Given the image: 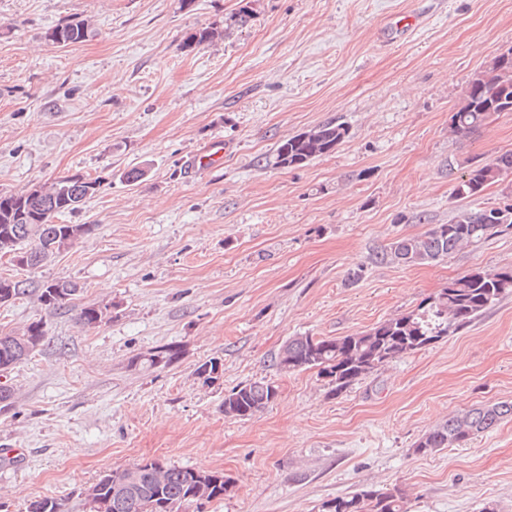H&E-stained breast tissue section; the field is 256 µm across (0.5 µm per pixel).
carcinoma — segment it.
Masks as SVG:
<instances>
[{
  "label": "carcinoma",
  "mask_w": 512,
  "mask_h": 512,
  "mask_svg": "<svg viewBox=\"0 0 512 512\" xmlns=\"http://www.w3.org/2000/svg\"><path fill=\"white\" fill-rule=\"evenodd\" d=\"M252 19L248 7L224 19V30L207 27L190 34L184 46H202L213 42L234 27H245ZM88 26L83 21H70L46 33V39L58 46L83 41ZM481 79L470 81L463 98L450 115L455 132H470L486 124L496 112L512 106V48L494 56L480 70ZM349 137V128L334 120L309 130L287 136L275 146L268 162L290 168L305 165L332 153ZM512 172V153L495 160L472 165L457 182L456 197L475 199L487 187L504 181ZM102 181L84 174L63 176L41 186L39 191L0 192V234L10 236L12 246L30 252L32 264H44L47 244H57L56 252L66 250L79 238L92 232L86 224H59L66 213L80 209L84 201L99 192ZM501 208L478 211L463 210L447 224H434L419 236L400 238L377 259L404 266L424 265L482 242L491 232L507 222L512 226V211L497 216ZM37 301L49 311L65 307L79 292L78 285L66 280L46 282L35 288ZM512 295V268L475 270L456 279L438 294L422 301L412 311L386 319L359 333L342 337L296 336L289 339L275 358L277 368L285 373L317 370L328 380L332 390L344 389L365 379L385 364L426 348L470 325L482 312ZM107 318V308L87 305L80 309L78 321L95 328ZM30 339L45 349L49 345L41 320L26 328ZM180 350L174 345L161 346L134 358L133 363L148 368L170 365ZM24 361L22 347L13 333H0V366ZM278 395L270 382L254 381L233 388L224 396V416L230 419L253 417L262 412ZM512 419V402H498L472 408L455 415L425 433L416 443L415 452L433 453L453 445H463L472 436L492 430L501 421ZM198 471L175 467L158 460L143 461L132 468L115 469L99 476L92 485L93 496L87 499L89 512H101L103 501H111L106 512H181L190 504L199 506L224 498L231 479L222 472H205L208 479L203 497H197L195 475ZM134 477L135 484L123 496L114 493L125 479ZM28 512H63L55 498L32 501ZM319 512H405L404 493L398 487H365L345 496L325 500Z\"/></svg>",
  "instance_id": "obj_1"
}]
</instances>
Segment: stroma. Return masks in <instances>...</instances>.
Here are the masks:
<instances>
[{
	"instance_id": "1",
	"label": "stroma",
	"mask_w": 512,
	"mask_h": 512,
	"mask_svg": "<svg viewBox=\"0 0 512 512\" xmlns=\"http://www.w3.org/2000/svg\"><path fill=\"white\" fill-rule=\"evenodd\" d=\"M244 5L248 27L184 48ZM82 19L83 42L46 40ZM510 47L512 0H0V191L103 181L62 218L90 235L36 270L0 258V278L81 288L54 313L31 294L0 306V332L40 319L50 338L0 378L15 392L0 413V512L45 496L89 512L100 475L151 459L232 478L188 512H318L366 486L404 489L406 512H512V420L414 451L450 415L512 402V296L339 393L275 365L290 337L361 332L475 269L512 267V227L426 265L375 259L503 202L499 183L473 200L453 186L512 152V112L469 134L448 119ZM328 120L350 131L332 153L266 164ZM218 138L223 166L189 175L185 160ZM87 304L106 308L100 326L78 322ZM166 344L181 351L167 367L133 365ZM212 358L222 372L206 383L196 370ZM255 380L277 399L225 418V394Z\"/></svg>"
}]
</instances>
